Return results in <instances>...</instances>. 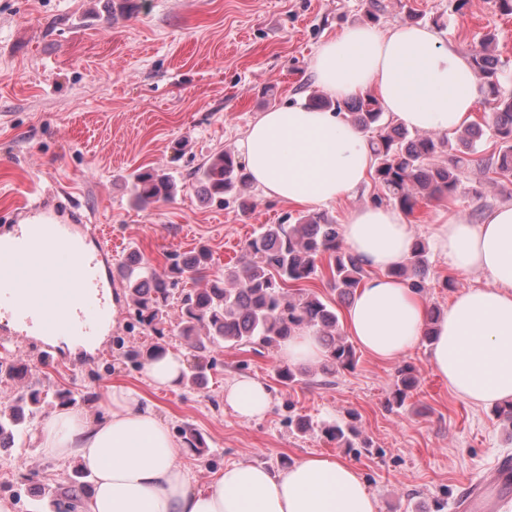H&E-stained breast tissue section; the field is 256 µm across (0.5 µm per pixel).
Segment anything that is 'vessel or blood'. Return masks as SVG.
<instances>
[{"mask_svg":"<svg viewBox=\"0 0 512 512\" xmlns=\"http://www.w3.org/2000/svg\"><path fill=\"white\" fill-rule=\"evenodd\" d=\"M39 219L32 228L0 239V311L23 327L51 336H90L111 318L112 307L100 293L103 280L90 274L82 254L86 240L73 223L36 201ZM40 252L41 263L26 259ZM464 512H495L486 486H468Z\"/></svg>","mask_w":512,"mask_h":512,"instance_id":"1","label":"vessel or blood"}]
</instances>
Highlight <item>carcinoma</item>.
I'll return each mask as SVG.
<instances>
[{
    "mask_svg": "<svg viewBox=\"0 0 512 512\" xmlns=\"http://www.w3.org/2000/svg\"><path fill=\"white\" fill-rule=\"evenodd\" d=\"M497 48V35L489 32L470 57L486 94L485 102L492 105L485 130L472 124L451 137L410 131L395 123L372 95L332 100L313 93L307 97L306 105L342 113L352 124L370 133L373 179L382 188V194L375 196L373 202L411 215L422 199L441 200L465 192L460 179L462 169L484 151L487 131L492 142L491 153L483 164L484 180L489 183L498 176L512 177V78L501 67ZM194 176L203 200H231L244 214L252 209L250 177L245 165L231 152L212 155ZM176 191L177 181L168 173L139 172L130 183L131 197L141 207L169 201ZM324 260L330 287L337 297H352L366 275L365 265L345 246L342 225L323 212L312 211L294 218L292 223L263 225L261 232L246 243L241 258L222 275L210 274V249L200 245L188 253L169 255L161 273L147 261L135 260L124 267L121 277L134 306L136 322L159 340L168 332L166 308L176 295L175 289L188 280L205 281L202 288H184L178 294L179 335L188 342L192 356L183 373L184 385H201L213 366V352L225 344L248 347L262 355L303 328L314 330L322 341L325 356L319 370L280 365L276 380L291 388L306 377L317 375L320 384L328 385L336 373L354 369L358 357L340 332L336 308L306 288V283L321 271ZM428 263L427 245L418 240L407 262L391 274L421 294L428 288ZM28 373L26 363L0 361L1 385L23 380ZM417 383L415 368L403 365L387 404L403 407ZM50 396L63 403L74 401L71 391H54L49 385L23 392L1 408L0 445L9 446L15 438L26 435L27 424ZM323 430L336 445L355 447L358 432L354 425L336 422L324 425ZM181 434L188 447L199 453L206 451L204 439L196 429L187 427ZM90 492L87 474L79 468L72 470L66 482L39 489L40 497L49 501L54 512H78Z\"/></svg>",
    "mask_w": 512,
    "mask_h": 512,
    "instance_id": "cac0c4a2",
    "label": "carcinoma"
}]
</instances>
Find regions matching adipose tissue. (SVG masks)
Returning <instances> with one entry per match:
<instances>
[{
    "mask_svg": "<svg viewBox=\"0 0 512 512\" xmlns=\"http://www.w3.org/2000/svg\"><path fill=\"white\" fill-rule=\"evenodd\" d=\"M332 97L374 91L410 130L452 134L469 126L480 87L466 54L426 26L402 23L381 34L359 25L327 39L311 60ZM253 181L266 195L300 206L355 195L374 157L365 134L330 110L295 103L260 113L241 139ZM346 246L372 277L346 312L350 337L370 356L392 362L420 341L427 313L418 293L389 271L404 263L412 228L396 210L363 206L345 226ZM433 249L461 275L484 278L457 292L433 329L432 366L456 396L477 408L512 402V204L482 223L447 214ZM224 404L251 421L269 410L266 384L240 375L224 385ZM103 418L65 407L38 426L47 456L76 460L93 486L87 512H378L358 470L332 456L308 455L287 468L238 461L207 483L194 482L184 448L138 390L113 387Z\"/></svg>",
    "mask_w": 512,
    "mask_h": 512,
    "instance_id": "adipose-tissue-1",
    "label": "adipose tissue"
}]
</instances>
